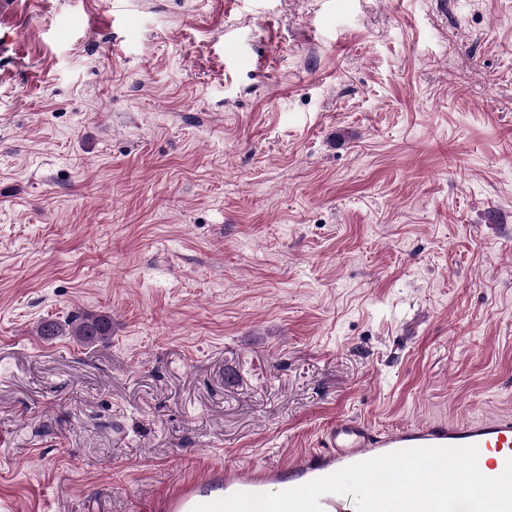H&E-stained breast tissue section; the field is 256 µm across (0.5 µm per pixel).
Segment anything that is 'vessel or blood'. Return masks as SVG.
<instances>
[{"mask_svg": "<svg viewBox=\"0 0 512 512\" xmlns=\"http://www.w3.org/2000/svg\"><path fill=\"white\" fill-rule=\"evenodd\" d=\"M477 446L490 458L495 473H503L512 458V417H479L460 423H425L400 427L385 434L370 430L354 418H342L327 428L315 449L287 464L242 465L225 471V495L237 492L265 494L271 486L288 490L328 476L353 464L410 448ZM213 473L193 477L174 487L163 502L164 512H192L211 502L208 487Z\"/></svg>", "mask_w": 512, "mask_h": 512, "instance_id": "vessel-or-blood-1", "label": "vessel or blood"}]
</instances>
